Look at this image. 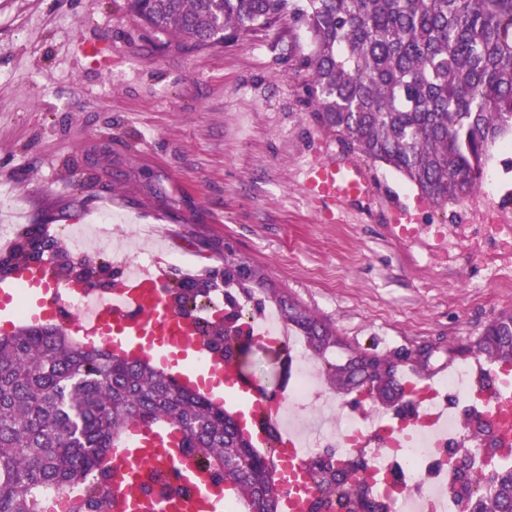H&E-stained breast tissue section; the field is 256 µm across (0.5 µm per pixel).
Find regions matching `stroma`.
Masks as SVG:
<instances>
[{"mask_svg":"<svg viewBox=\"0 0 512 512\" xmlns=\"http://www.w3.org/2000/svg\"><path fill=\"white\" fill-rule=\"evenodd\" d=\"M298 26L258 28L216 48L145 32L126 0H0V224L54 236L107 210L118 245L155 225L180 276L224 279L225 260L259 268L252 312L280 301L306 309L339 347L316 361L320 392L368 409L326 371L345 350L421 360L448 372V349L471 344L512 310V138L481 184L439 208L400 174L352 151L312 115ZM358 161L369 197L332 211L307 195L304 173ZM421 225L390 232L392 203ZM241 371L270 392L295 377L286 347L246 343Z\"/></svg>","mask_w":512,"mask_h":512,"instance_id":"stroma-1","label":"stroma"}]
</instances>
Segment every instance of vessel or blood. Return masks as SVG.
<instances>
[{"label":"vessel or blood","instance_id":"1","mask_svg":"<svg viewBox=\"0 0 512 512\" xmlns=\"http://www.w3.org/2000/svg\"><path fill=\"white\" fill-rule=\"evenodd\" d=\"M309 195L345 203L369 195L372 188L367 171L352 161H327L306 172ZM169 274L162 269L141 276H121L87 320L66 321L75 336L97 338L126 357H146L181 385L200 391L211 399L230 393L236 414L250 423L254 446L268 448L290 442L281 423L283 394L267 395L244 375L237 362L209 348L199 324L182 314L166 288ZM28 287L33 293L29 319L34 323L59 318L63 296L83 294V283L61 276L48 263L17 260L7 275L0 277V326L11 329L9 307L15 292ZM308 465L298 461L288 468L287 491L279 500V512H309L306 479ZM164 471V482L184 488V512H227L239 496L211 470L198 466L195 456L178 448L176 438L157 429L133 426L121 448L111 457V479L107 486V512H160L165 495L143 492L127 481L129 472L156 474Z\"/></svg>","mask_w":512,"mask_h":512}]
</instances>
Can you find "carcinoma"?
<instances>
[{"mask_svg":"<svg viewBox=\"0 0 512 512\" xmlns=\"http://www.w3.org/2000/svg\"><path fill=\"white\" fill-rule=\"evenodd\" d=\"M155 36L195 47L220 44L256 25L284 18L303 26L309 52L300 66L313 116L351 150L402 175L437 206L480 183L490 150L512 134V0H128ZM30 234L18 252L33 259ZM256 272L229 261L224 279L247 285ZM212 290L205 280L167 291L185 309ZM311 350L338 346L333 333L294 305L285 311ZM234 324H226L228 317ZM223 315L203 330L213 350L240 353L245 322ZM474 352L512 364V312L487 326ZM336 385L373 398L399 396L397 370L379 355L352 352L333 367ZM160 425L182 435L224 482L241 486L247 512H278L273 460L254 448L224 407L181 388L157 367L89 348L66 330L23 327L0 336V512H43L51 488L78 504L68 512H106L110 451L133 425ZM327 454L309 467L315 508L334 501L348 512H384L357 473ZM457 473L452 495L464 512H512V465Z\"/></svg>","mask_w":512,"mask_h":512,"instance_id":"cac0c4a2","label":"carcinoma"}]
</instances>
